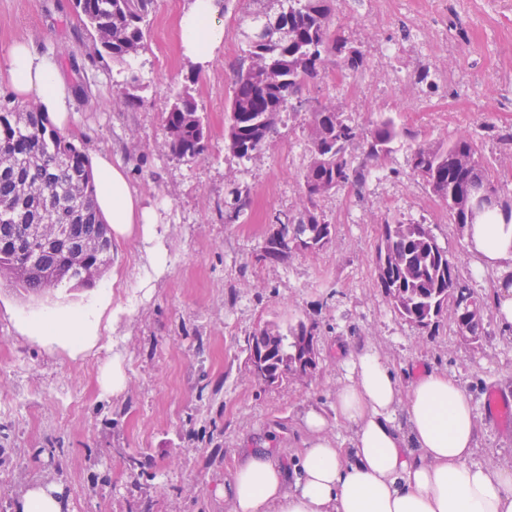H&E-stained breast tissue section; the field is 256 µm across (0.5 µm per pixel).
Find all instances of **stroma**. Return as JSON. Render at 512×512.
Here are the masks:
<instances>
[{
    "label": "stroma",
    "mask_w": 512,
    "mask_h": 512,
    "mask_svg": "<svg viewBox=\"0 0 512 512\" xmlns=\"http://www.w3.org/2000/svg\"><path fill=\"white\" fill-rule=\"evenodd\" d=\"M186 4L156 0L144 48L120 64L95 55L72 0H0V57L26 38L58 60L76 96L71 140L126 166L157 216L154 242L138 230L113 242L115 260L97 284L37 299L0 279V512H16L36 486L58 489L63 512H232L218 489L234 456L266 446L292 466L303 414L331 409L348 350L363 343L403 379L431 368L457 374L476 407L475 462L512 469V424L484 409L491 392L512 401V329L489 311L478 342L445 321L423 335L395 314L375 269L383 222H419L476 293L494 292L497 273L474 274L464 231L408 157L471 135L501 195L512 197V148L487 131L512 130V0H333L337 28L366 63L340 83V66L327 61L302 100L335 104L362 128L392 116L401 135L376 178L319 200L335 226L332 244L273 263L256 256L276 220L300 206L310 115L284 116L250 157L229 152L224 125L247 59L241 31L251 4L230 0L218 14L224 42L207 70L180 52L176 21ZM133 75L131 103L121 89ZM186 91L208 135L192 160L166 148L162 122ZM237 191L248 205L225 221ZM154 245L166 255L160 272L148 259ZM95 300L99 329L86 349L24 328L45 310ZM300 321L317 327L313 375L274 385L249 375L247 337ZM116 361L124 384L115 393L103 372Z\"/></svg>",
    "instance_id": "stroma-1"
}]
</instances>
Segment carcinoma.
<instances>
[{"instance_id":"1","label":"carcinoma","mask_w":512,"mask_h":512,"mask_svg":"<svg viewBox=\"0 0 512 512\" xmlns=\"http://www.w3.org/2000/svg\"><path fill=\"white\" fill-rule=\"evenodd\" d=\"M249 2L251 25L244 37L250 64L237 71L225 130L228 148L240 158L259 151L276 133L280 114L329 57L353 73L365 65L362 50L331 22L332 0H276L274 14L265 0ZM154 6L155 0H74L76 13L96 35L97 55L120 63L143 47ZM163 123L173 155L192 160L207 149L206 128L189 93L173 101ZM310 123L303 206L274 225L256 256L259 262L288 258L294 244L313 253L329 246L335 225L318 211L319 199L365 184L371 164L387 157L400 136L391 117L381 116L363 130L330 104L317 106ZM359 141L365 160L357 165L350 148ZM479 151L474 139L462 136L446 145L419 146L409 157L412 170L448 208L449 220L463 229L488 215L512 223L511 199L494 210L474 207L472 188L491 183ZM95 196L88 157L38 107L0 98V277L40 295L72 281L87 285L106 271L112 231L96 210ZM59 216L66 222L58 224L56 237H45L41 225ZM376 274L394 312L422 332L446 319L467 341L483 336L487 303L460 279L457 265L425 225L385 222ZM315 335L316 326L301 321L285 334L265 328L248 336L247 351L270 348L262 381L277 384L290 376L282 363L316 356Z\"/></svg>"}]
</instances>
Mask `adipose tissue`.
<instances>
[{"label": "adipose tissue", "mask_w": 512, "mask_h": 512, "mask_svg": "<svg viewBox=\"0 0 512 512\" xmlns=\"http://www.w3.org/2000/svg\"><path fill=\"white\" fill-rule=\"evenodd\" d=\"M216 0H189L178 19L181 52L205 70L224 41ZM14 100H36L59 130H66L74 94L54 57L31 41L14 42L0 63V83ZM102 220L113 239L135 225L151 233L154 213L143 206L126 172L106 153L89 159ZM477 270H494L498 322L512 328V224H471L465 230ZM91 311L46 312L37 326L74 345L94 335ZM352 374L339 388L333 417L311 409L307 433L285 474L265 449L234 460L233 512H512V469L473 463L478 428L472 398L456 374L426 370L401 385L389 362L372 347L351 352ZM353 429L349 447L327 436L331 421Z\"/></svg>", "instance_id": "1"}]
</instances>
